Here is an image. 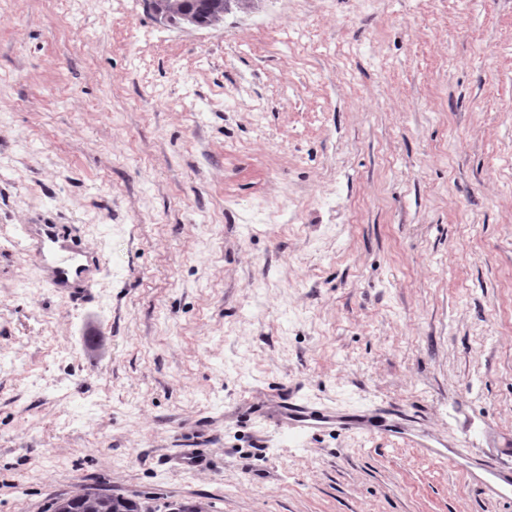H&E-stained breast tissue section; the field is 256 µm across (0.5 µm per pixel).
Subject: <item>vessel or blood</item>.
Listing matches in <instances>:
<instances>
[{
    "mask_svg": "<svg viewBox=\"0 0 512 512\" xmlns=\"http://www.w3.org/2000/svg\"><path fill=\"white\" fill-rule=\"evenodd\" d=\"M41 251L48 257L47 270L51 283L58 288L76 283L80 294H87L92 285L89 267L83 253L61 242L52 225H45L41 233ZM255 413L267 417L275 424L287 427H338L360 433L373 431L413 430L415 416L407 409L377 408L361 413H343L327 407H314L302 402L294 394L280 391L254 408ZM499 458L481 461L478 479L481 492L490 498H500L512 492V466H503L501 456L512 457V445L501 444Z\"/></svg>",
    "mask_w": 512,
    "mask_h": 512,
    "instance_id": "b4317fda",
    "label": "vessel or blood"
}]
</instances>
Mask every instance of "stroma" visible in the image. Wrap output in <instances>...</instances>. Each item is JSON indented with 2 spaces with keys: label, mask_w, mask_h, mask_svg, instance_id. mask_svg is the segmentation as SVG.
Listing matches in <instances>:
<instances>
[{
  "label": "stroma",
  "mask_w": 512,
  "mask_h": 512,
  "mask_svg": "<svg viewBox=\"0 0 512 512\" xmlns=\"http://www.w3.org/2000/svg\"><path fill=\"white\" fill-rule=\"evenodd\" d=\"M282 385L422 424L253 414ZM506 439L512 0H0V512H512L475 483ZM173 15L189 12L195 16L203 27H214L224 23V15L230 6H243L252 1L249 0H171ZM222 21L220 22V20ZM220 22V23H219ZM217 25V26H218ZM216 26V27H217ZM40 236L43 257L45 260L47 257L51 259V263L46 264L51 283L56 288H67L72 278L80 287L79 291H74V295H86L91 288L92 277L89 276L90 270L83 253L60 242V236L51 224L44 226ZM103 492L91 491L86 495H98ZM71 512H140L141 506L134 500L123 496L113 497L112 494H102L95 497L77 495L71 497Z\"/></svg>",
  "instance_id": "stroma-1"
}]
</instances>
